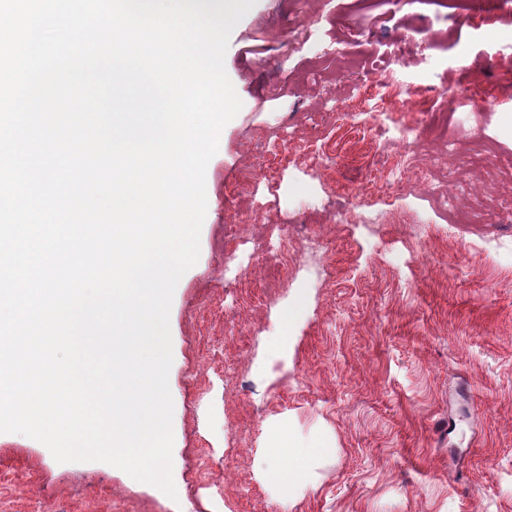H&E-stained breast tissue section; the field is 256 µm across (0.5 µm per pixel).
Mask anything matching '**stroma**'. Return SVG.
Segmentation results:
<instances>
[{
	"label": "stroma",
	"mask_w": 512,
	"mask_h": 512,
	"mask_svg": "<svg viewBox=\"0 0 512 512\" xmlns=\"http://www.w3.org/2000/svg\"><path fill=\"white\" fill-rule=\"evenodd\" d=\"M490 11L256 0L169 316L176 494L6 433L0 512H512V182L484 177L512 155V97L447 114L415 95L512 85V0ZM413 124L428 182L384 181ZM265 224L288 231L281 265L226 271L228 228ZM284 424L309 459L271 456ZM303 461L295 489L266 477Z\"/></svg>",
	"instance_id": "1"
}]
</instances>
